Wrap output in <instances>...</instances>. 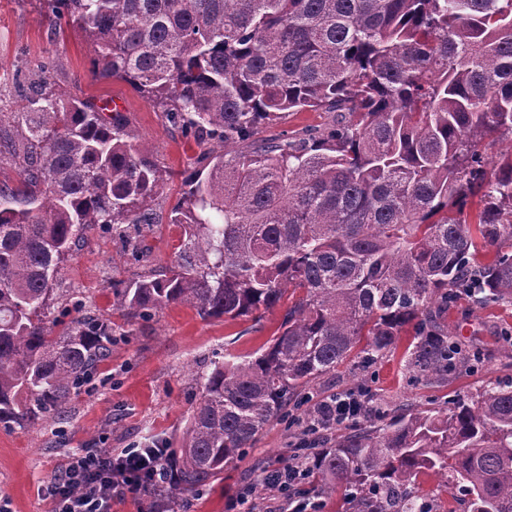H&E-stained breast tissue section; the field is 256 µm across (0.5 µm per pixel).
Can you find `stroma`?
I'll list each match as a JSON object with an SVG mask.
<instances>
[{
    "label": "stroma",
    "instance_id": "35a3bbf8",
    "mask_svg": "<svg viewBox=\"0 0 512 512\" xmlns=\"http://www.w3.org/2000/svg\"><path fill=\"white\" fill-rule=\"evenodd\" d=\"M92 55V46L78 31L55 37L38 0H0V112L17 109L19 87L33 79L34 62L54 61L58 79L77 81L83 96L126 113L134 134L170 171L157 199L159 212L169 214L181 196L184 176L200 168L201 150L126 82L96 79L90 71ZM181 240L180 226L154 225L145 234V256L135 264L109 234L96 229L62 270V287L80 292L87 306L123 326L124 333L114 337L111 357L73 400L66 420L24 430L0 427V501L9 512H50L37 488L73 454L95 448L117 452L152 437L179 454L198 392L194 375L223 361L225 351L248 355L276 334L288 309L284 303L257 320H204L193 308L171 305L152 320L125 323L113 306V286L143 271L163 276ZM446 320L471 353L469 363L444 383L411 380L400 368L409 342L401 336L372 372L367 386L374 409L360 418V425L381 424L408 408H438L450 399L474 395L489 382L512 380V342L505 337L512 330V303L476 308L462 297L449 306ZM359 385L355 365L340 364L305 390L287 417L260 432L219 480L172 504V512H247L250 503L269 501L271 492L258 494L252 487L263 470L292 460L307 410Z\"/></svg>",
    "mask_w": 512,
    "mask_h": 512
}]
</instances>
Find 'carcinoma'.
Listing matches in <instances>:
<instances>
[{"instance_id": "1", "label": "carcinoma", "mask_w": 512, "mask_h": 512, "mask_svg": "<svg viewBox=\"0 0 512 512\" xmlns=\"http://www.w3.org/2000/svg\"><path fill=\"white\" fill-rule=\"evenodd\" d=\"M54 30L92 45V73L126 81L203 148L167 216L183 228L169 275L112 287L126 321L172 304L204 320L248 317L297 297L271 343L201 376L173 458L146 481L149 507L219 479L303 390L352 360L372 368L412 329L414 380L469 359L441 315L458 295L512 303V0H44ZM17 111L0 112V424L67 416L121 327L51 309L64 264L91 230L120 241L162 220L170 176L132 144L125 115L34 64ZM330 122L277 139L290 112ZM508 141L498 161L486 149ZM479 198L476 220L469 205ZM310 412L303 445L319 492L343 512H439L431 472L464 512H512V383L448 407L403 412L332 445Z\"/></svg>"}]
</instances>
